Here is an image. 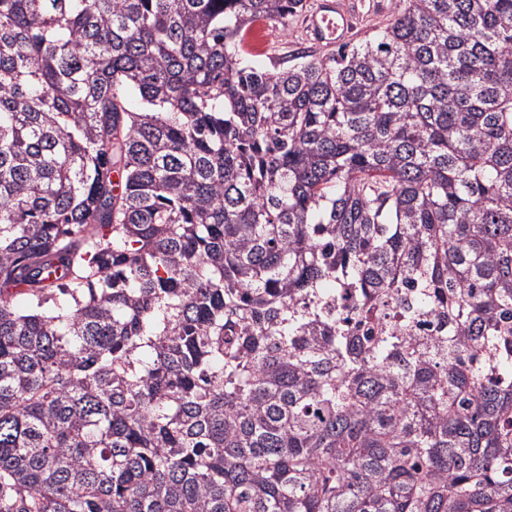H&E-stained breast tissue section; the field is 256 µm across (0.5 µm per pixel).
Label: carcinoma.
I'll return each mask as SVG.
<instances>
[{
	"instance_id": "cac0c4a2",
	"label": "carcinoma",
	"mask_w": 512,
	"mask_h": 512,
	"mask_svg": "<svg viewBox=\"0 0 512 512\" xmlns=\"http://www.w3.org/2000/svg\"><path fill=\"white\" fill-rule=\"evenodd\" d=\"M305 6L0 0V512H512V0ZM307 1V10L293 22L288 32H282L279 29L273 31L267 51L252 58L256 63L269 66L272 61L289 65L296 62L295 58L304 53L322 56L332 49L336 50L338 46L336 44L351 39L353 29L349 4L354 3L353 1H365V5L363 7L359 5V15L355 21L357 29L352 41L356 40L357 34L384 22L404 6L403 0H320L316 2L314 9L313 5L311 12L312 9L309 10L311 2L314 4L317 0ZM371 1L377 2L373 8L370 7ZM306 15L308 16L305 22ZM304 22L310 40L316 44L325 43L331 46L313 44L306 36Z\"/></svg>"
}]
</instances>
